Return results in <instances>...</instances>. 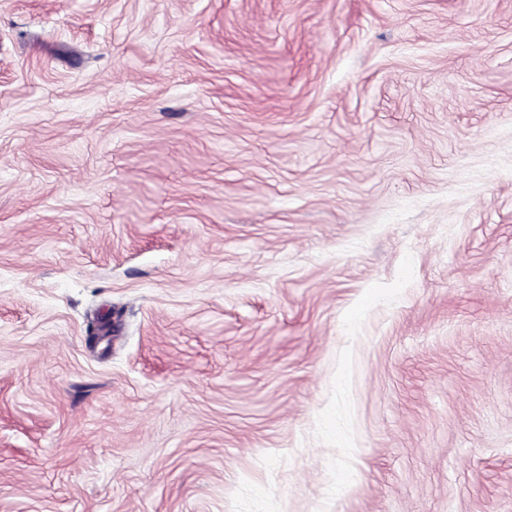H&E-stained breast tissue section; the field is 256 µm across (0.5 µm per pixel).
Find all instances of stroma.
<instances>
[{
    "label": "stroma",
    "instance_id": "obj_1",
    "mask_svg": "<svg viewBox=\"0 0 512 512\" xmlns=\"http://www.w3.org/2000/svg\"><path fill=\"white\" fill-rule=\"evenodd\" d=\"M0 512H512V0H0Z\"/></svg>",
    "mask_w": 512,
    "mask_h": 512
}]
</instances>
